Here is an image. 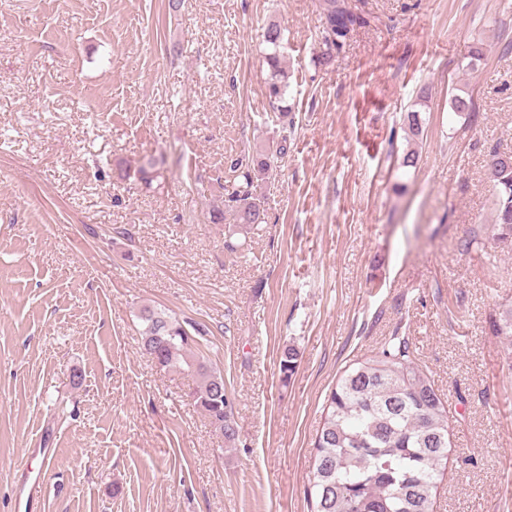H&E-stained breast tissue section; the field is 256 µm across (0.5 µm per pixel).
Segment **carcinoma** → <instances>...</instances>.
<instances>
[{
	"label": "carcinoma",
	"mask_w": 512,
	"mask_h": 512,
	"mask_svg": "<svg viewBox=\"0 0 512 512\" xmlns=\"http://www.w3.org/2000/svg\"><path fill=\"white\" fill-rule=\"evenodd\" d=\"M327 27L343 37L357 18L324 0ZM271 52L269 98L282 101L288 75L279 53L281 31H265ZM240 178L228 195L227 207L240 224L265 223L254 179L268 177L272 161L266 154L242 156L231 163ZM495 189V224L500 237H512V153H495L489 167ZM142 347L162 368L179 367L204 330L163 310L145 307ZM498 336L512 337V301L499 304L489 317ZM298 352L284 349L280 372L293 375ZM201 378L197 405L224 437L233 440V399L224 377L204 362L195 363ZM321 429L314 442V460L307 495L313 512H433V489L448 460L450 439L445 409L431 381L411 359L405 339L372 353L343 372L330 390Z\"/></svg>",
	"instance_id": "cac0c4a2"
}]
</instances>
